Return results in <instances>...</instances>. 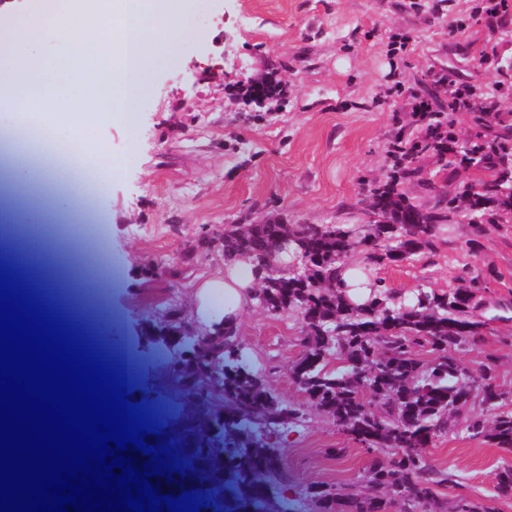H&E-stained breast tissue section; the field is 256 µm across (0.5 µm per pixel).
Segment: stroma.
Here are the masks:
<instances>
[{
  "instance_id": "35a3bbf8",
  "label": "stroma",
  "mask_w": 512,
  "mask_h": 512,
  "mask_svg": "<svg viewBox=\"0 0 512 512\" xmlns=\"http://www.w3.org/2000/svg\"><path fill=\"white\" fill-rule=\"evenodd\" d=\"M207 0V24L195 10L180 17L182 36L131 85L121 86L119 110L86 126L81 150L47 136L38 115L0 106V125L26 131L23 165L10 200L0 199V233L11 230L19 264L51 279L75 321L104 339L127 367L136 401L147 402L171 424L180 401L173 393L172 354L148 339L158 321L209 329L199 315L203 283L224 273L221 250L183 262L202 235L233 224H365L377 220L371 191L387 181L396 136L421 139L424 127L390 95L402 75L419 95L437 96L434 78L454 73L476 86L494 69L512 67V33L486 24L477 0ZM396 33L410 36L406 54L390 56ZM276 77L283 98L248 101L240 88ZM112 150V167L99 166L97 149ZM93 174L98 187L86 200L82 223L98 225L106 264L69 242L70 210L56 202L57 182L40 160L47 151ZM489 170L424 154L399 186L414 204L435 211L451 198L454 213L436 249L422 261L385 265L387 284L404 294L420 288L459 287L470 267L481 286L477 314L482 340L464 344L456 358L467 370L492 359L495 381L512 391V211L471 220L474 199L463 186L488 179ZM237 334L268 386L283 400L305 402L289 368L299 357L300 326L285 315L250 305ZM287 496L312 485L346 488L362 497L373 454L350 444L325 416L308 410L288 425L280 442ZM342 449L334 457L332 449ZM429 461L454 476L436 487L433 512H458L461 502L484 512H512L498 496L494 473L512 463V449L473 439L464 429L426 449Z\"/></svg>"
}]
</instances>
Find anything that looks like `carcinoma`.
I'll return each mask as SVG.
<instances>
[{"instance_id":"cac0c4a2","label":"carcinoma","mask_w":512,"mask_h":512,"mask_svg":"<svg viewBox=\"0 0 512 512\" xmlns=\"http://www.w3.org/2000/svg\"><path fill=\"white\" fill-rule=\"evenodd\" d=\"M475 188L479 201L512 208L511 176ZM373 209L388 223L237 224L224 230L218 246L226 259H252L253 304L273 315L297 314L302 352L291 376L311 405L359 447L390 450L372 460L365 475L372 497L352 499L353 512H429L435 487L450 478L422 449L448 435L463 413L469 437L489 435L498 447L511 449L512 409L505 407L506 392L494 382L491 366L468 372L453 356L460 345L479 340L484 326L473 288H420L406 297L371 271L433 249L445 231V215L422 211L388 183L373 190ZM285 238L293 245V261L277 268L269 259ZM358 250L366 260L358 276L369 282V292L353 300L340 272ZM148 335L173 350L181 398L224 403V412L209 415L207 431L185 416L173 424L190 456L224 460L232 485L220 500L198 485L209 501L200 512H247L250 505L268 512L270 495L277 499L276 512H296L283 496L287 478L275 437L302 412L268 389L235 330H225L221 341L200 340L177 322H160L150 325ZM421 350L432 359L422 361ZM476 401L493 416L492 426L469 413ZM496 481L501 496H512L511 464L498 470ZM340 495L337 487H318L306 499L319 512H336Z\"/></svg>"}]
</instances>
